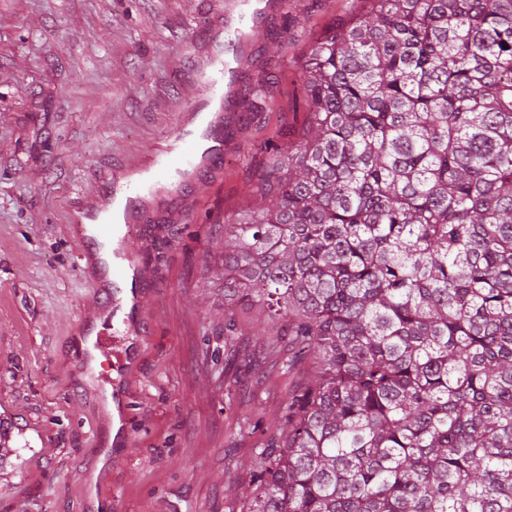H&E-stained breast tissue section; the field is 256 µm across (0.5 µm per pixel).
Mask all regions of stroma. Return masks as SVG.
Wrapping results in <instances>:
<instances>
[{"mask_svg": "<svg viewBox=\"0 0 512 512\" xmlns=\"http://www.w3.org/2000/svg\"><path fill=\"white\" fill-rule=\"evenodd\" d=\"M364 0H284L234 13L258 112L224 111L223 156L158 224L138 261L159 287L145 310L127 377L130 453L96 455L106 406L76 382L81 317L95 298L78 272L70 225L105 181L125 183L139 156L164 145L205 89L225 0H0V410L20 431L0 459V512H243L260 448L312 362L289 366L287 340L236 310L224 334L215 263L224 225L254 197L277 147L307 126L303 64L310 46L363 13Z\"/></svg>", "mask_w": 512, "mask_h": 512, "instance_id": "35a3bbf8", "label": "stroma"}]
</instances>
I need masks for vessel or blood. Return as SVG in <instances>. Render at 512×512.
Here are the masks:
<instances>
[{
  "mask_svg": "<svg viewBox=\"0 0 512 512\" xmlns=\"http://www.w3.org/2000/svg\"><path fill=\"white\" fill-rule=\"evenodd\" d=\"M205 85L207 96L201 105L207 114L205 126L185 123L166 149L147 154L142 167L143 178L127 181L123 186L122 223L101 219L114 197L109 186L104 188L100 201L84 212L85 217L96 221L97 227L95 234L79 238L80 255L109 250L116 259L115 265L104 263L100 266L109 288L99 292L97 306L102 311L100 323H115L119 333L111 338L95 333L91 343L81 350L76 370L80 380L98 379L103 398L120 406L126 399L125 374L130 365L132 346L147 330L144 300L157 291L152 279L136 265L131 244L142 230L140 221L158 189L169 182L184 186L214 167L221 154L224 100L239 97L241 92V82L227 60L218 61L206 76ZM101 357L110 361L111 373L98 377L94 374L93 361Z\"/></svg>",
  "mask_w": 512,
  "mask_h": 512,
  "instance_id": "b4317fda",
  "label": "vessel or blood"
}]
</instances>
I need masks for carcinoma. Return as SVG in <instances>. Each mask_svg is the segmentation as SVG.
<instances>
[{"instance_id": "cac0c4a2", "label": "carcinoma", "mask_w": 512, "mask_h": 512, "mask_svg": "<svg viewBox=\"0 0 512 512\" xmlns=\"http://www.w3.org/2000/svg\"><path fill=\"white\" fill-rule=\"evenodd\" d=\"M224 225V307L312 380L247 512H512V0H370Z\"/></svg>"}]
</instances>
